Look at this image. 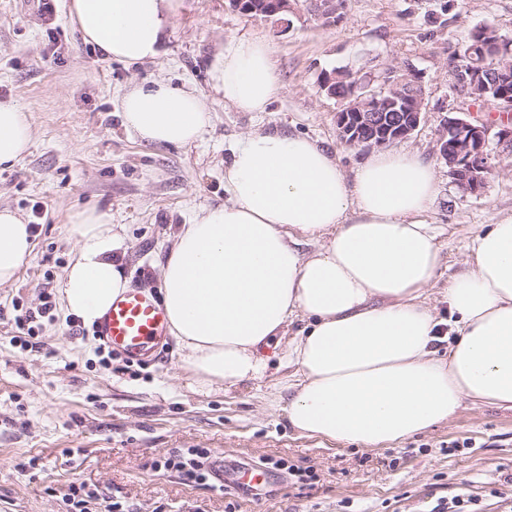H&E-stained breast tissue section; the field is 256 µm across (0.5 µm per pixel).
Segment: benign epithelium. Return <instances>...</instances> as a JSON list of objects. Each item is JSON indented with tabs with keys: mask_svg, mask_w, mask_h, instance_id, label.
<instances>
[{
	"mask_svg": "<svg viewBox=\"0 0 512 512\" xmlns=\"http://www.w3.org/2000/svg\"><path fill=\"white\" fill-rule=\"evenodd\" d=\"M230 6L245 15L257 14L274 25L287 30L292 24L288 16L301 18L297 0H263L258 5L252 0H229ZM343 0H318L314 18L324 27L340 21ZM483 62L472 59L469 81L452 91L466 94L470 87L482 88L486 104L500 113L512 112V70L496 73V79L484 78ZM321 90L341 102L336 112V130L339 139L349 146L385 147L408 138L419 126L425 114L424 88L421 77L409 67H389L378 77L369 80L355 77L346 83L340 72L324 73ZM490 129L481 122L467 118L449 119L439 131V155L448 161L455 184L470 194L479 193L485 185L489 166L478 160L487 156Z\"/></svg>",
	"mask_w": 512,
	"mask_h": 512,
	"instance_id": "1",
	"label": "benign epithelium"
}]
</instances>
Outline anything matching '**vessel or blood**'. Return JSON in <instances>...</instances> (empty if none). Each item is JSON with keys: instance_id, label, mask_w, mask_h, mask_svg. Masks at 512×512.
Returning a JSON list of instances; mask_svg holds the SVG:
<instances>
[{"instance_id": "vessel-or-blood-1", "label": "vessel or blood", "mask_w": 512, "mask_h": 512, "mask_svg": "<svg viewBox=\"0 0 512 512\" xmlns=\"http://www.w3.org/2000/svg\"><path fill=\"white\" fill-rule=\"evenodd\" d=\"M167 316L151 290L133 287L117 297L97 323L98 338L130 360H142L165 338Z\"/></svg>"}]
</instances>
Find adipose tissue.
<instances>
[{"mask_svg": "<svg viewBox=\"0 0 512 512\" xmlns=\"http://www.w3.org/2000/svg\"><path fill=\"white\" fill-rule=\"evenodd\" d=\"M179 0H70L82 41L102 59L138 64L159 54ZM242 112L267 111L282 92L269 42L235 39L209 71ZM127 130L154 144L203 138L210 117L191 88L141 83L122 97ZM29 117L0 99V166L32 142ZM227 201L177 228L161 266L162 304L179 367L199 392L262 378L271 359L294 366L283 404L301 434L368 449L447 421L463 402L512 409V214L468 244L464 269L429 307L439 275L428 215L438 179L420 156L384 148L347 176L327 148L283 132L240 139L224 166ZM78 244L63 278L66 311L98 320L128 282L124 237L105 214L75 210ZM318 242L306 253L309 242ZM34 243L29 224L0 208V286ZM304 326L288 330L295 320Z\"/></svg>", "mask_w": 512, "mask_h": 512, "instance_id": "adipose-tissue-1", "label": "adipose tissue"}]
</instances>
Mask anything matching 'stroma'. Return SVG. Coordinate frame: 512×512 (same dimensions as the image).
<instances>
[{"instance_id":"obj_1","label":"stroma","mask_w":512,"mask_h":512,"mask_svg":"<svg viewBox=\"0 0 512 512\" xmlns=\"http://www.w3.org/2000/svg\"><path fill=\"white\" fill-rule=\"evenodd\" d=\"M67 2L54 0L48 19L25 0H0V98L16 99L33 129L29 153L0 167V207L35 228L32 253L0 287V512H512V409L467 402L394 445L330 443L300 434L268 406L293 367L199 394L183 379L169 338L154 359L116 353L107 368L93 325L73 327L61 294L76 251L67 232L76 207L95 205L123 225V276L159 290L177 225L223 203L224 162L243 135L308 136L353 174L371 151L341 142L340 103L321 90V77L407 65L422 78L426 113L397 146L437 172L429 219L441 230L443 263L429 305L447 317L441 292L462 270L470 238L496 212H512L511 156L492 150L494 171L471 195L439 155L438 132L453 108L495 119L484 102L453 99L448 55L479 26L512 37V0H346L336 26L307 15L285 32L228 0H182L159 57L135 66L101 60L74 30ZM242 36L270 43L284 86L264 112L238 111L210 87L215 56ZM150 81L196 90L211 115L203 141L148 144L124 128L123 95ZM47 299L38 335L20 348L14 305L35 310ZM192 448L209 451L206 481L161 467ZM242 463L265 471L260 495L216 489L217 473ZM291 465L305 475H289Z\"/></svg>"}]
</instances>
